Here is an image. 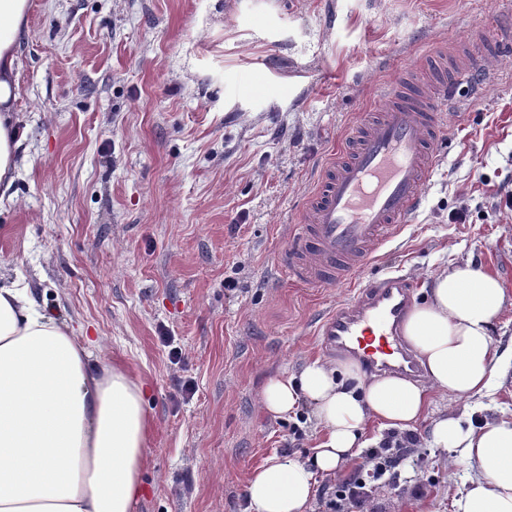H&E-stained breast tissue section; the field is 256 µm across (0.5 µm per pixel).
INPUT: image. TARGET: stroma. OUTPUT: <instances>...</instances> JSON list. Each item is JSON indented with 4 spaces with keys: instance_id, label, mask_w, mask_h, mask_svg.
<instances>
[{
    "instance_id": "35a3bbf8",
    "label": "stroma",
    "mask_w": 512,
    "mask_h": 512,
    "mask_svg": "<svg viewBox=\"0 0 512 512\" xmlns=\"http://www.w3.org/2000/svg\"><path fill=\"white\" fill-rule=\"evenodd\" d=\"M512 22V0H30L13 104L20 164L0 197V284L100 337L147 387L135 512H244L268 457L312 456L310 406L275 418L266 382L324 358L320 320L384 272L422 303L467 260L512 293V52L447 109L413 223L334 285L283 261L320 170L425 50ZM465 210L468 221L450 223ZM182 351L172 360V348ZM374 512H449L475 470L425 440L434 415L512 409L432 395Z\"/></svg>"
}]
</instances>
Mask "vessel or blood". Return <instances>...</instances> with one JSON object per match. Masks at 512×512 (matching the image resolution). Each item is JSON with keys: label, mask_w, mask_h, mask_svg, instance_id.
Returning a JSON list of instances; mask_svg holds the SVG:
<instances>
[{"label": "vessel or blood", "mask_w": 512, "mask_h": 512, "mask_svg": "<svg viewBox=\"0 0 512 512\" xmlns=\"http://www.w3.org/2000/svg\"><path fill=\"white\" fill-rule=\"evenodd\" d=\"M481 47L491 54L512 48V27L493 36L473 27L459 44L456 63L445 50L432 49L422 64L437 72L436 84L418 88L414 73H407L389 85L383 111L353 130L341 161L321 173L300 212L302 230L286 256L297 278L324 286L348 277L389 231L417 213L436 148L448 135L446 92L470 83ZM412 300L408 282L399 277L361 288L353 301L322 318L323 350L350 355L372 373H416L418 364L401 337Z\"/></svg>", "instance_id": "1"}]
</instances>
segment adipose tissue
<instances>
[{"label": "adipose tissue", "mask_w": 512, "mask_h": 512, "mask_svg": "<svg viewBox=\"0 0 512 512\" xmlns=\"http://www.w3.org/2000/svg\"><path fill=\"white\" fill-rule=\"evenodd\" d=\"M29 0H0V185L18 167L13 112ZM512 311L500 278L472 263L445 268L401 332L420 377L371 376L351 359H316L289 379L269 380L261 403L282 417L309 405L322 429L312 457H269L248 479L246 512H311L317 474H331L380 438L370 421L403 432L437 390L470 398L498 389L512 349L498 350V318ZM96 340L49 315L29 287H0V512H134L143 492L149 423L142 384L119 365L95 361ZM429 444L481 474L454 494L451 512H512V416L475 424L433 419Z\"/></svg>", "instance_id": "obj_1"}]
</instances>
